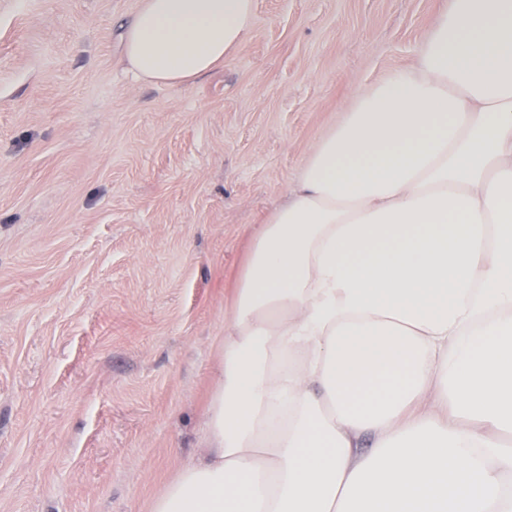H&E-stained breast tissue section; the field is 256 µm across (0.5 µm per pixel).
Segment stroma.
I'll use <instances>...</instances> for the list:
<instances>
[{"label": "stroma", "mask_w": 512, "mask_h": 512, "mask_svg": "<svg viewBox=\"0 0 512 512\" xmlns=\"http://www.w3.org/2000/svg\"><path fill=\"white\" fill-rule=\"evenodd\" d=\"M448 0H257L140 82V0H0V512H147L198 454L239 271L310 149Z\"/></svg>", "instance_id": "obj_1"}]
</instances>
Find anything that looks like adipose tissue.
<instances>
[{"mask_svg": "<svg viewBox=\"0 0 512 512\" xmlns=\"http://www.w3.org/2000/svg\"><path fill=\"white\" fill-rule=\"evenodd\" d=\"M256 0H141L124 60L182 86ZM203 451L151 512H512V0H448L252 238Z\"/></svg>", "mask_w": 512, "mask_h": 512, "instance_id": "1", "label": "adipose tissue"}]
</instances>
